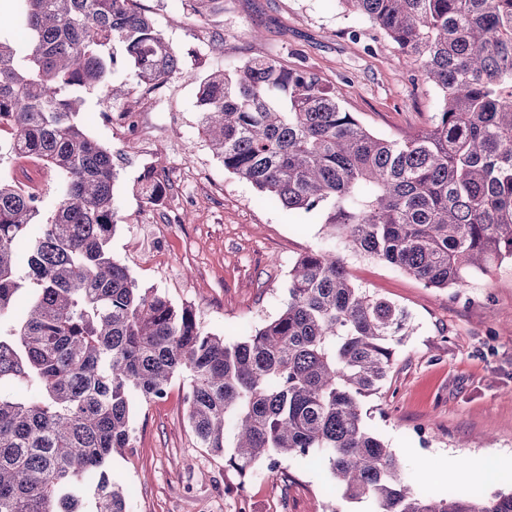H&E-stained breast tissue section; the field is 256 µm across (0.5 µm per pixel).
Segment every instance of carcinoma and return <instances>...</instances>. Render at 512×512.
Returning a JSON list of instances; mask_svg holds the SVG:
<instances>
[{
	"instance_id": "carcinoma-1",
	"label": "carcinoma",
	"mask_w": 512,
	"mask_h": 512,
	"mask_svg": "<svg viewBox=\"0 0 512 512\" xmlns=\"http://www.w3.org/2000/svg\"><path fill=\"white\" fill-rule=\"evenodd\" d=\"M13 2L24 44L0 40V135L14 159L56 173L60 201L45 212L0 177V383L24 390L0 392V512H82L90 472L94 512H127L107 464L132 447L131 401L164 397L182 370L199 444L242 475L260 459H319L332 490L372 512H512V492H416L367 425L362 401L415 325L356 286L340 254L432 288L512 263V0H339L438 92L429 127L403 139L372 133L307 67L260 56L200 80L202 132L224 170L288 210L321 213L333 239L296 260L278 315L235 343L140 287L110 253L112 148L78 120L86 92L104 113L134 111L180 69L179 54L137 0ZM189 2L199 23L224 12V0ZM119 69L135 84L116 87ZM167 189L144 169L147 203Z\"/></svg>"
}]
</instances>
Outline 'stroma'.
Instances as JSON below:
<instances>
[{"mask_svg":"<svg viewBox=\"0 0 512 512\" xmlns=\"http://www.w3.org/2000/svg\"><path fill=\"white\" fill-rule=\"evenodd\" d=\"M139 8L183 58L160 92L137 110L146 134L135 146L120 126L101 123L97 95L79 121L112 148L119 224L110 249L144 288L191 308L205 331L237 342L281 310L297 257L327 245L321 216L296 213L225 171L195 107L200 79L268 56L307 66L376 134L401 138L425 129L436 108L431 84L366 18L339 0H224L199 24L188 0H139ZM166 176L161 205L137 191L146 167ZM353 282L404 306L417 330L399 346L381 390L364 399L367 423L402 461L415 489L465 488L454 461L512 459V264L463 288H429L374 257L346 253ZM189 374L166 395L133 400V447L109 472L128 512H370L368 502L331 496L321 463L282 460L277 476L258 461L246 474L200 447L185 415ZM429 434L421 442L416 429Z\"/></svg>","mask_w":512,"mask_h":512,"instance_id":"obj_1","label":"stroma"}]
</instances>
